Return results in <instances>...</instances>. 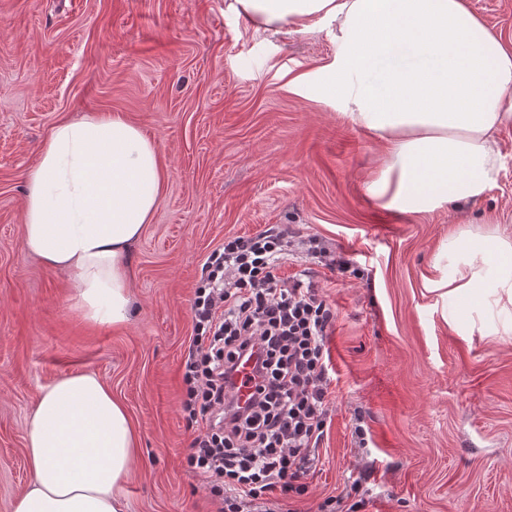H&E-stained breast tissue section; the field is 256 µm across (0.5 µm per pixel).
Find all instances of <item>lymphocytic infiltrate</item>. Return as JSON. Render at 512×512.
Returning a JSON list of instances; mask_svg holds the SVG:
<instances>
[{"instance_id": "1", "label": "lymphocytic infiltrate", "mask_w": 512, "mask_h": 512, "mask_svg": "<svg viewBox=\"0 0 512 512\" xmlns=\"http://www.w3.org/2000/svg\"><path fill=\"white\" fill-rule=\"evenodd\" d=\"M294 238L284 227L225 237L194 290L179 403L203 423L186 463L205 478L216 512H277L278 496L304 492L325 434L336 316L313 280L278 276ZM250 358L242 405L233 376Z\"/></svg>"}]
</instances>
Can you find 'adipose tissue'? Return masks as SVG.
<instances>
[{"label":"adipose tissue","mask_w":512,"mask_h":512,"mask_svg":"<svg viewBox=\"0 0 512 512\" xmlns=\"http://www.w3.org/2000/svg\"><path fill=\"white\" fill-rule=\"evenodd\" d=\"M233 8L266 28L333 24L331 60L285 80L386 143L388 162L367 185L386 207L429 213L497 184L495 133L512 124V45L463 0H234ZM164 184L153 140L122 116L62 121L46 137L27 179L24 242L73 272L85 318L127 320L125 257ZM444 251L456 259L445 298L479 312L485 334H512V242L467 233ZM137 442L127 409L96 375L61 379L29 419L32 482L14 512H119Z\"/></svg>","instance_id":"obj_1"}]
</instances>
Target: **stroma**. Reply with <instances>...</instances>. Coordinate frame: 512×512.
<instances>
[{
	"label": "stroma",
	"mask_w": 512,
	"mask_h": 512,
	"mask_svg": "<svg viewBox=\"0 0 512 512\" xmlns=\"http://www.w3.org/2000/svg\"><path fill=\"white\" fill-rule=\"evenodd\" d=\"M232 0H0V512L27 488L28 418L43 392L97 375L127 409L139 448L120 512H214L185 457L197 424L179 407L191 301L228 236L288 226L353 273L311 270L336 313L330 421L303 494L317 512L361 481L365 512H512V335L459 334L432 282L465 230L512 241V127L485 196L430 214L388 209L367 184L384 143L280 71H316L329 27L255 28ZM121 115L154 141L166 181L127 256L123 324L85 319L71 276L23 237L26 179L60 120ZM367 432L359 444L355 426Z\"/></svg>",
	"instance_id": "stroma-1"
}]
</instances>
